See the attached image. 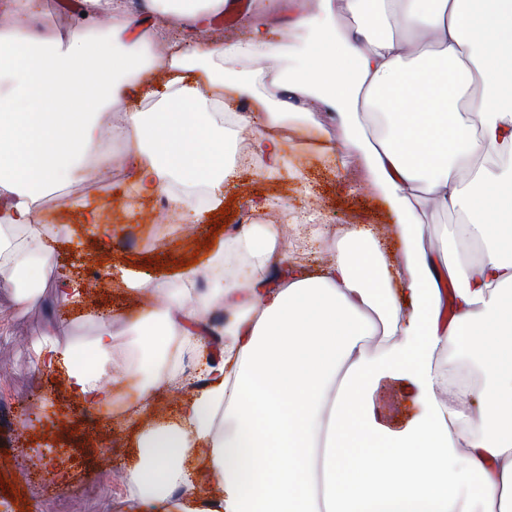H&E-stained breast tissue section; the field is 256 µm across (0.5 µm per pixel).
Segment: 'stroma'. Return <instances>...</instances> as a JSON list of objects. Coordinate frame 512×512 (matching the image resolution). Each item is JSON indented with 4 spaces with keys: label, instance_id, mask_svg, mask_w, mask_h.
Here are the masks:
<instances>
[{
    "label": "stroma",
    "instance_id": "stroma-1",
    "mask_svg": "<svg viewBox=\"0 0 512 512\" xmlns=\"http://www.w3.org/2000/svg\"><path fill=\"white\" fill-rule=\"evenodd\" d=\"M336 135L332 125L319 136L311 124H296L283 143L278 172L238 171L225 190L232 203L224 223H181L160 241L147 238L156 197L135 198L115 188L128 174L104 183L96 169L83 165L78 172L89 190L72 191L66 206L52 194L43 199L41 221L59 229L49 240L55 266L86 282L87 293L71 304L46 280L40 304L21 307L15 301L17 280L0 277V512H154L150 503L131 501L125 481L138 460L137 427L126 422L127 407L109 415L89 408L70 392L62 370L47 372L33 364L40 342L88 348L111 329L116 364L126 372L118 388L128 395L127 406L136 405L144 375L129 369L128 360L142 356L138 329L159 319L161 304L130 291L123 283L126 271L147 275L160 288H184L173 263L194 259L209 265L254 202L262 203L263 223L275 225L288 246L308 221L321 224L328 237L320 259L334 253L340 225H368L389 254L397 253L396 218L360 162L341 152L325 158ZM92 212L98 224L87 223Z\"/></svg>",
    "mask_w": 512,
    "mask_h": 512
}]
</instances>
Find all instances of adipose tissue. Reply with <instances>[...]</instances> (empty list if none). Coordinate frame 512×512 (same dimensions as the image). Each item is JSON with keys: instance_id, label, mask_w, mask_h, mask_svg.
Here are the masks:
<instances>
[{"instance_id": "ef3b65f1", "label": "adipose tissue", "mask_w": 512, "mask_h": 512, "mask_svg": "<svg viewBox=\"0 0 512 512\" xmlns=\"http://www.w3.org/2000/svg\"><path fill=\"white\" fill-rule=\"evenodd\" d=\"M149 3L148 22L127 0H81L86 24L63 33L40 27V0H0L12 19L0 28V230H27L0 241L1 276L35 269L81 298L57 272L38 204L82 162L110 174L95 126L130 93L141 108L113 115L130 186L168 194L174 218L222 205L236 141L275 170L281 129L320 112L387 199L399 249L389 256L355 225L330 262L290 272L273 225L246 224L224 245L243 278L188 269L207 291L170 297L143 330L147 381L129 420L159 389L185 397L173 422L138 438L136 497L160 512H512V0H244L247 37L214 49L219 66L202 75L182 44L204 38L227 0ZM100 15L114 25L93 26ZM280 21L284 45L270 38ZM282 56L286 68L264 67ZM265 82L286 98L231 109ZM448 211L454 224L425 242V216ZM219 307L223 321L207 326ZM205 336L221 357L169 375L172 356L201 351ZM112 345L95 337L87 365L46 342L34 363L62 365L76 397L108 405L121 380ZM453 352L481 384L449 389L441 359ZM386 380L417 408L398 429L376 407ZM206 484L220 497L204 500Z\"/></svg>"}]
</instances>
